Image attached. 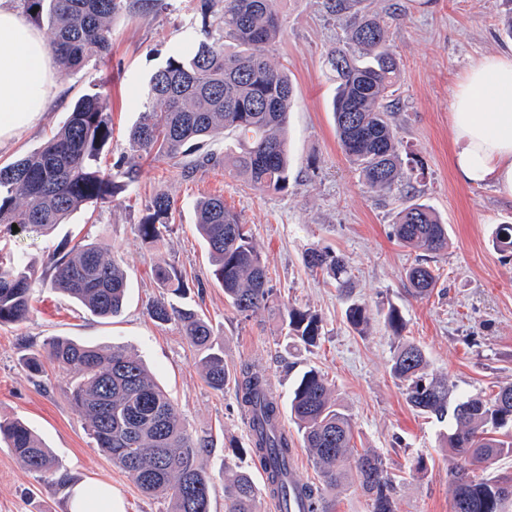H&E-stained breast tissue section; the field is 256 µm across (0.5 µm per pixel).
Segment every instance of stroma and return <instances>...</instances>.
I'll list each match as a JSON object with an SVG mask.
<instances>
[{
  "label": "stroma",
  "mask_w": 512,
  "mask_h": 512,
  "mask_svg": "<svg viewBox=\"0 0 512 512\" xmlns=\"http://www.w3.org/2000/svg\"><path fill=\"white\" fill-rule=\"evenodd\" d=\"M324 3L278 0L282 32L269 58L285 68L295 89L288 114L287 192L250 189L220 166L187 173L147 160L139 164L134 188L97 208L72 212L48 235H19L0 226V250L25 254L38 273L49 269L63 247L95 242L107 247L128 275L127 299L117 317L93 316L47 287L35 289L25 320L0 326V421L23 420L63 463L72 483L111 488L117 512H167L168 501L143 495L128 473L96 449L68 402L69 372L51 366L33 376L26 370L25 359L50 339L123 345L142 359L204 446L202 461L215 486L211 512H224L225 457L234 456L245 468L252 465L246 453L249 427L233 389L209 387L180 325L157 324L147 313L152 300L168 295L155 278L162 258L190 285L175 305L205 316L230 371L251 367L283 400L302 370L313 367L325 375L353 421L356 446L377 450L396 475V512H451L457 459L442 438L445 424L418 414L393 376L397 340L381 309L391 303L400 307L405 339L424 349L431 372L446 377L456 393L489 395L512 383V256L491 245L496 226L512 224V198L489 185L463 183L451 160L453 89L472 63L512 52L499 9L493 0H357L355 5L387 24L399 61L395 121L404 145L427 172L415 197L448 226L447 251L431 255L394 238L392 225L404 197L370 189L338 143L331 107L336 78L326 55L344 41L350 16L330 14ZM200 6L201 0H165L158 12L117 14L108 62L59 71L58 99L34 127L0 149V165L38 149L87 94L101 95L112 106V143L100 167L109 170L126 161L128 133L141 110L137 92L178 40L200 29ZM158 193L170 197L173 210L170 232L156 247L141 239L138 226ZM207 196L223 197L238 214L266 263L272 300L251 318L240 316L210 277L194 209ZM312 248L349 261L353 295L371 316L365 332L348 326L346 304L332 282L307 270L304 258ZM419 262L436 269L439 278L430 297L416 300L405 293V274ZM290 305L321 318L317 346H304L282 331L280 314ZM418 456L427 462L422 476L410 471ZM67 497V491L48 485L0 446V512H68Z\"/></svg>",
  "instance_id": "obj_1"
}]
</instances>
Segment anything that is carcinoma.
<instances>
[{
	"mask_svg": "<svg viewBox=\"0 0 512 512\" xmlns=\"http://www.w3.org/2000/svg\"><path fill=\"white\" fill-rule=\"evenodd\" d=\"M29 17L45 22L51 47L65 70L102 61L111 53L112 18L118 13L153 11L162 0H23ZM202 28L187 35L191 49L175 47L150 78L138 122L128 135L131 162L108 173L97 161L112 142V112L98 96L77 100L63 125L34 152L0 166V225H17L23 233L46 234L73 211L103 203L134 185L139 165L148 157L171 167H187L195 142L226 131L236 144L224 156L205 154L193 166L224 165L229 173L260 191L288 190L286 132L295 91L288 75L268 58L281 34L277 0H201ZM327 63L336 74L332 103L336 135L345 156L363 181L382 193L414 188L425 169L411 151L402 150L388 97L399 77V63L380 21L363 17L350 29L349 42L330 50ZM196 228L211 260V278L224 288V298L248 317L272 297L268 270L253 236L224 198L210 196L195 203ZM172 203L163 193L153 197L138 225L139 236L161 244L169 231ZM393 236L404 246L438 254L448 249V228L435 210L416 200L396 215ZM500 252H512V224H500L492 236ZM108 249L97 243L73 248L52 262L51 280L19 254L0 255V325L24 320L31 311L33 290L50 286L77 301L92 315L110 318L121 312L127 277ZM306 266L334 280L346 298L347 323L362 331L369 325L366 307L352 298L351 269L340 255L317 248L305 255ZM157 281L181 296L189 286L161 260ZM406 293L429 295L436 275L420 263L406 274ZM156 322L177 320L200 354L206 383L222 391L231 386L250 419L248 448L254 464L267 473L259 487L251 472L224 460L225 512H260L262 493L282 502L295 489L304 496V512H335L337 489L352 484L367 497L369 512H395L394 477L373 449L357 450L353 424L332 396L324 374L302 372L288 396V411L302 436L303 447L319 473V483L292 477L294 447L279 427L281 403L267 379L251 369L233 374L211 327L197 311L163 299L149 304ZM392 335L406 327L402 311L391 304L381 310ZM286 335L306 346L322 336V324L309 309L290 306L281 316ZM394 376L405 385L408 403L419 413L448 421L446 440L460 461L453 472L452 512H509L512 478H478L472 471L512 455V384L493 395L461 396L448 379L429 370L424 350L400 341L393 350ZM74 374L68 399L91 438L112 463L128 472L147 496L164 495L168 512H210L213 485L200 461L204 445L187 433L180 413L141 359L126 347L102 348L66 338L46 344L45 354L25 366L40 374L45 365ZM0 443L31 472L62 490L69 478L35 434L21 421L0 422Z\"/></svg>",
	"mask_w": 512,
	"mask_h": 512,
	"instance_id": "cac0c4a2",
	"label": "carcinoma"
}]
</instances>
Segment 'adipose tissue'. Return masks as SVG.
I'll list each match as a JSON object with an SVG mask.
<instances>
[{
    "mask_svg": "<svg viewBox=\"0 0 512 512\" xmlns=\"http://www.w3.org/2000/svg\"><path fill=\"white\" fill-rule=\"evenodd\" d=\"M57 93L54 53L40 31L0 0V147L31 128ZM452 164L468 184L512 197V58L487 56L451 95Z\"/></svg>",
    "mask_w": 512,
    "mask_h": 512,
    "instance_id": "adipose-tissue-1",
    "label": "adipose tissue"
}]
</instances>
